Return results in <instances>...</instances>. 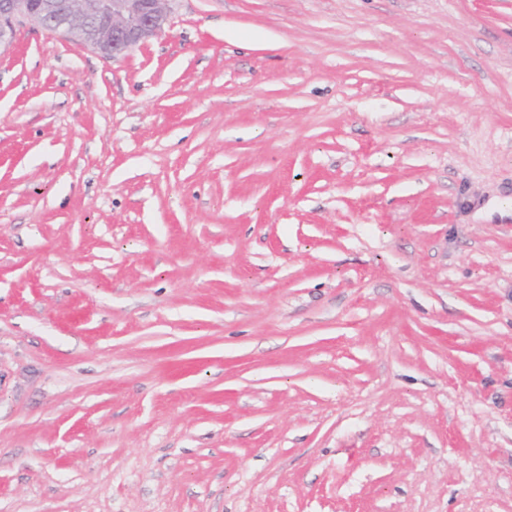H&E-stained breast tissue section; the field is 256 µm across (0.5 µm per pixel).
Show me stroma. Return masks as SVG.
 Here are the masks:
<instances>
[{
  "instance_id": "1",
  "label": "stroma",
  "mask_w": 512,
  "mask_h": 512,
  "mask_svg": "<svg viewBox=\"0 0 512 512\" xmlns=\"http://www.w3.org/2000/svg\"><path fill=\"white\" fill-rule=\"evenodd\" d=\"M512 0H173L0 50V512H512Z\"/></svg>"
}]
</instances>
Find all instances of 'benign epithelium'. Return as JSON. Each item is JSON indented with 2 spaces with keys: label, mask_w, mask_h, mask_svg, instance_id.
I'll return each mask as SVG.
<instances>
[{
  "label": "benign epithelium",
  "mask_w": 512,
  "mask_h": 512,
  "mask_svg": "<svg viewBox=\"0 0 512 512\" xmlns=\"http://www.w3.org/2000/svg\"><path fill=\"white\" fill-rule=\"evenodd\" d=\"M171 0H0V48L13 43L26 20L118 59L157 37L169 21Z\"/></svg>",
  "instance_id": "benign-epithelium-1"
}]
</instances>
